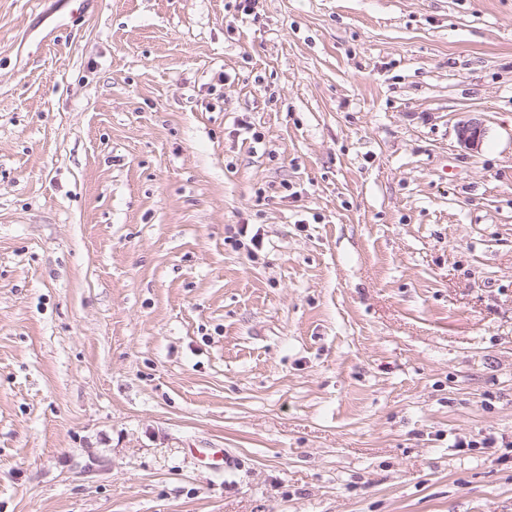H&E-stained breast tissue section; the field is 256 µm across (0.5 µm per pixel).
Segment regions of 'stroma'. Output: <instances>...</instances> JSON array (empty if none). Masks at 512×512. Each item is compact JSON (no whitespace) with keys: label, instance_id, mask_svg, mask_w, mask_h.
Listing matches in <instances>:
<instances>
[{"label":"stroma","instance_id":"stroma-1","mask_svg":"<svg viewBox=\"0 0 512 512\" xmlns=\"http://www.w3.org/2000/svg\"><path fill=\"white\" fill-rule=\"evenodd\" d=\"M69 9L0 0V512H512V0ZM457 134L461 145L467 149H477L485 135V128L482 122L471 118L458 125Z\"/></svg>","mask_w":512,"mask_h":512}]
</instances>
